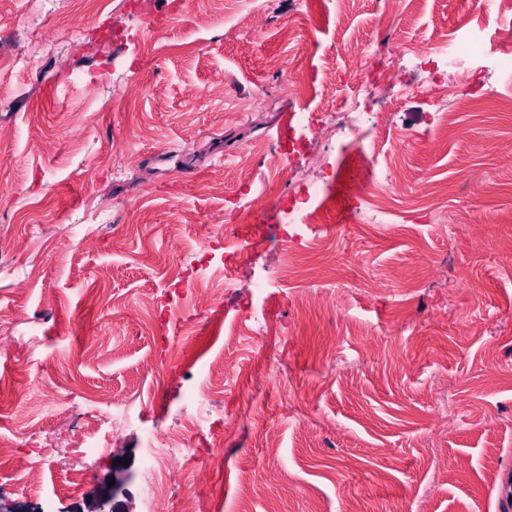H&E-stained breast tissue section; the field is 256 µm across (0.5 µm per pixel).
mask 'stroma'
I'll return each mask as SVG.
<instances>
[{
  "mask_svg": "<svg viewBox=\"0 0 512 512\" xmlns=\"http://www.w3.org/2000/svg\"><path fill=\"white\" fill-rule=\"evenodd\" d=\"M73 0L54 18L43 0H0L1 260L44 269L26 284L0 278V439L25 445L24 427L65 441L79 406H130L140 426L95 436V464L79 495L55 465L44 471L45 512H70L128 463L139 495L143 427L176 421L186 391L213 364L230 378L212 393L225 418L211 432L224 455L182 468L209 512H502L512 472V81L496 67L512 26L496 27L462 0H276L262 26L245 17L263 0ZM307 19H300V12ZM44 23L35 60L17 55ZM481 31L486 70L452 75L448 99L406 94L422 80L411 52L440 47L459 23ZM120 48L88 50L113 27ZM401 56L372 53L383 36ZM288 63L299 91L270 60ZM374 80L371 111L412 140L371 145L406 176L385 224H360L365 177L354 159L325 190L321 224L282 241L286 183L272 157L313 170L319 141L294 146L289 113L328 112L350 73ZM265 100L249 109L253 97ZM426 138L420 150L417 138ZM252 175L237 164L252 144ZM132 152L126 180L99 155ZM223 192H214L215 177ZM449 184L445 197L419 183ZM468 227L456 229L457 213ZM234 223L254 275L279 279L265 300L272 334L249 331L251 288L224 287L209 269L201 289L174 292V252L199 249L201 224ZM313 269L315 279L302 278ZM211 294L210 311L197 291ZM321 298L300 309L299 293ZM155 309L133 316L143 294ZM26 342L16 356L18 342ZM173 366L164 385L144 360Z\"/></svg>",
  "mask_w": 512,
  "mask_h": 512,
  "instance_id": "35a3bbf8",
  "label": "stroma"
}]
</instances>
